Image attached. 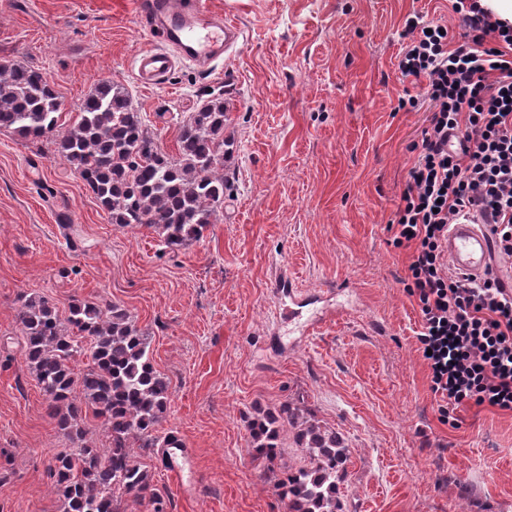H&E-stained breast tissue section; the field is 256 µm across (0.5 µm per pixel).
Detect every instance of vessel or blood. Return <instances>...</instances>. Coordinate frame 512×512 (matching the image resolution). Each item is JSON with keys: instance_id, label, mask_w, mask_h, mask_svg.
I'll return each mask as SVG.
<instances>
[{"instance_id": "obj_1", "label": "vessel or blood", "mask_w": 512, "mask_h": 512, "mask_svg": "<svg viewBox=\"0 0 512 512\" xmlns=\"http://www.w3.org/2000/svg\"><path fill=\"white\" fill-rule=\"evenodd\" d=\"M139 14L157 47L138 53L134 71L143 85L164 84L178 64L208 70L232 56L242 37L240 27L207 0H139ZM491 235L478 215L464 217L448 233L446 253L452 271L478 279L492 268Z\"/></svg>"}]
</instances>
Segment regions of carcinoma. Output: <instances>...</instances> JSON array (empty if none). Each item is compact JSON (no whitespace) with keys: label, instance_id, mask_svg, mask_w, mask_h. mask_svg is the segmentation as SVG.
Masks as SVG:
<instances>
[{"label":"carcinoma","instance_id":"cac0c4a2","mask_svg":"<svg viewBox=\"0 0 512 512\" xmlns=\"http://www.w3.org/2000/svg\"><path fill=\"white\" fill-rule=\"evenodd\" d=\"M62 100L38 69L0 64V129L32 142L51 138L58 156L78 173L110 221L154 232L171 253L204 237L231 194L225 164L237 152L223 96H210L177 127V153L162 150L120 84L100 82L82 101L79 117L58 130ZM17 320L24 356L56 420L75 447L47 466L66 512H123L131 499L150 512H167L150 472L134 448H155L166 419L169 386L156 370L148 337L128 311L112 304L75 301L66 320L44 296L20 306ZM89 359L77 373L78 358ZM101 420L110 439L99 448L88 438L87 415ZM308 464L281 483L287 512H338L347 451L336 432L300 420L290 404L264 413L251 426L254 459L272 461L284 424Z\"/></svg>","mask_w":512,"mask_h":512}]
</instances>
